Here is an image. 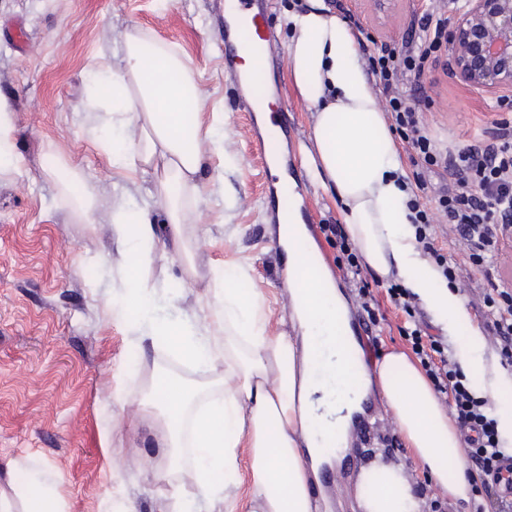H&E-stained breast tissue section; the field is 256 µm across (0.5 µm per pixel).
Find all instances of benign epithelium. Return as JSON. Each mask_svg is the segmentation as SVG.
Returning <instances> with one entry per match:
<instances>
[{
    "mask_svg": "<svg viewBox=\"0 0 512 512\" xmlns=\"http://www.w3.org/2000/svg\"><path fill=\"white\" fill-rule=\"evenodd\" d=\"M452 73L471 89L512 94V0H464L448 24Z\"/></svg>",
    "mask_w": 512,
    "mask_h": 512,
    "instance_id": "7a95c632",
    "label": "benign epithelium"
}]
</instances>
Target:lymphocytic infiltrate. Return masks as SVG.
<instances>
[{"instance_id":"f902f5d3","label":"lymphocytic infiltrate","mask_w":512,"mask_h":512,"mask_svg":"<svg viewBox=\"0 0 512 512\" xmlns=\"http://www.w3.org/2000/svg\"><path fill=\"white\" fill-rule=\"evenodd\" d=\"M447 7V0H431L414 13L410 36L400 43L381 41L366 69L383 87L382 110L419 190L408 202L415 238L448 283L472 282L469 303L484 316L487 343L501 364L511 367L512 280L506 278L504 267L505 250L512 247V100L500 103L505 116L493 119L463 146L443 144L423 121V110L434 103L424 80L448 53ZM434 174L445 175L447 181L430 207L419 195L428 190ZM320 231L336 250L341 278L357 292L356 312L366 329L383 320L382 301L405 314L398 332L410 344L467 446L465 474L473 491L492 512H512V480L502 476L500 467L504 460H512V448L503 446L487 399L474 393L447 341L432 334L411 293L390 281L384 287L385 300H378L357 248L342 227L324 224ZM443 232L458 246L460 258L449 257L439 246ZM479 276L486 279V286L476 285Z\"/></svg>"}]
</instances>
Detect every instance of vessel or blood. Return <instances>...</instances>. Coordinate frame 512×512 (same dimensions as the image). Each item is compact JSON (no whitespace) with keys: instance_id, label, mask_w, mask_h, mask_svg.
<instances>
[{"instance_id":"b4317fda","label":"vessel or blood","mask_w":512,"mask_h":512,"mask_svg":"<svg viewBox=\"0 0 512 512\" xmlns=\"http://www.w3.org/2000/svg\"><path fill=\"white\" fill-rule=\"evenodd\" d=\"M266 9L265 0H225L224 12L228 23L225 27L224 71L234 80L243 108L252 114V138L267 169L264 186L267 211L274 223L284 224L288 221L292 204L291 188L287 174L277 164L279 142L272 135L280 124L281 114L264 102L267 87L265 71L243 70L237 61L238 41H245L261 53L269 50Z\"/></svg>"}]
</instances>
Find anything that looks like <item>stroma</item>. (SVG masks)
Masks as SVG:
<instances>
[{"label": "stroma", "instance_id": "obj_1", "mask_svg": "<svg viewBox=\"0 0 512 512\" xmlns=\"http://www.w3.org/2000/svg\"><path fill=\"white\" fill-rule=\"evenodd\" d=\"M339 17L360 23L359 54L376 41L406 36L414 12L428 0H341ZM297 0H271L267 15L274 71L269 92L284 107L287 135L280 160L296 179L307 223L341 218L334 192L313 180L303 152L314 109L298 93L286 55V18ZM140 28L177 45L207 95L204 122L224 115L230 160L212 158L202 176L196 264L202 276L188 281L176 245L161 240L151 269L154 290L144 308L160 320L207 314V277L214 268L248 267L241 288L261 293L270 311L268 329L279 332L289 296L281 287L287 256L276 247L274 227L262 207L265 170L252 143L249 116L224 73V0H0V96L15 116L20 174L0 185V468L19 463L23 474L42 468L61 473L68 512H104L106 497L124 512H155L170 493L165 482L142 474L164 457L165 430L143 380L170 373L204 382L223 374L222 363L197 369L171 351L138 341L133 320L118 315V283L140 256L120 250L110 236L109 212L125 192L149 197L153 171L117 172L84 130L85 88L92 73L120 65V35ZM438 96L424 117L435 134L463 144L497 115L495 98L435 69ZM79 172L72 181L70 172ZM95 187V221L80 223L70 197ZM137 359L142 379L128 371ZM125 391L124 407L112 403ZM387 412L371 393L353 417L347 452L322 465L321 499L328 512H352L361 469L377 457L406 464L412 483L425 487L422 512L441 493L407 446L387 447L374 421ZM126 447L125 481L111 485L113 451Z\"/></svg>", "mask_w": 512, "mask_h": 512}]
</instances>
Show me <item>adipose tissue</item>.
I'll use <instances>...</instances> for the list:
<instances>
[{
    "mask_svg": "<svg viewBox=\"0 0 512 512\" xmlns=\"http://www.w3.org/2000/svg\"><path fill=\"white\" fill-rule=\"evenodd\" d=\"M288 28L290 74L314 108L313 148L306 153L310 175L335 192L368 268L382 278H399L449 334H456L467 311L414 249L406 172L375 82L358 61L355 31L325 0H304L289 13ZM122 52L111 95L100 93L99 78L88 83L87 132L113 168L159 171L156 194L166 213L160 224L132 199L112 205L111 234L138 251L145 264L122 277L128 309L142 307V292L152 285L148 266L161 233L178 244L189 277L197 276L192 231L201 189L196 177L210 155L229 149L222 123L201 124L205 97L176 45L132 30L123 35ZM303 235L295 220L277 228V241L290 254L285 279L290 330L269 333L262 295L231 286V277L247 278L243 267L211 271L203 321L175 327L148 320L136 327L140 336L171 335L174 350L191 364L224 363L223 376L205 386L221 392L214 402H200L201 389L182 378L167 380L160 404L168 463L147 472L149 479L171 485L157 512H213L218 500L226 512H322L310 485L321 466L346 449L349 414L374 386L416 461L449 496L468 499L462 442L430 381L402 353L386 355L373 372L349 364L347 354L356 342L344 297L330 279L299 267L291 251ZM243 444L249 449L244 460L237 453ZM243 468L250 489L241 503L230 492V478ZM182 471L195 486L193 494L172 481ZM59 483V475L48 470L27 484L17 482L12 469L2 470L0 512H64ZM354 498L359 512H420L397 464L361 469Z\"/></svg>",
    "mask_w": 512,
    "mask_h": 512,
    "instance_id": "1",
    "label": "adipose tissue"
}]
</instances>
